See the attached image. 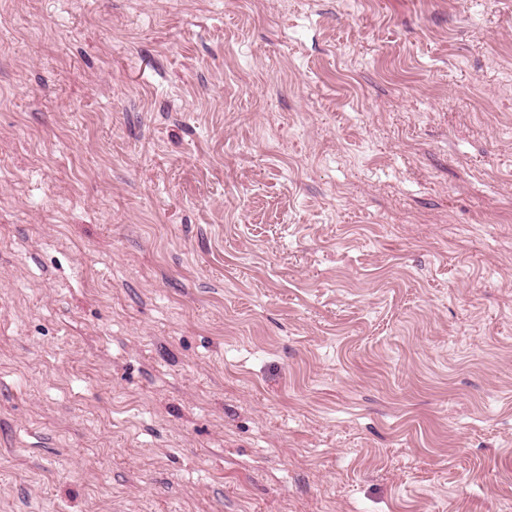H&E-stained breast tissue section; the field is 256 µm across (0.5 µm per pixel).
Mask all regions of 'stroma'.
Segmentation results:
<instances>
[{
	"label": "stroma",
	"instance_id": "1",
	"mask_svg": "<svg viewBox=\"0 0 512 512\" xmlns=\"http://www.w3.org/2000/svg\"><path fill=\"white\" fill-rule=\"evenodd\" d=\"M0 512H512V0H0Z\"/></svg>",
	"mask_w": 512,
	"mask_h": 512
}]
</instances>
